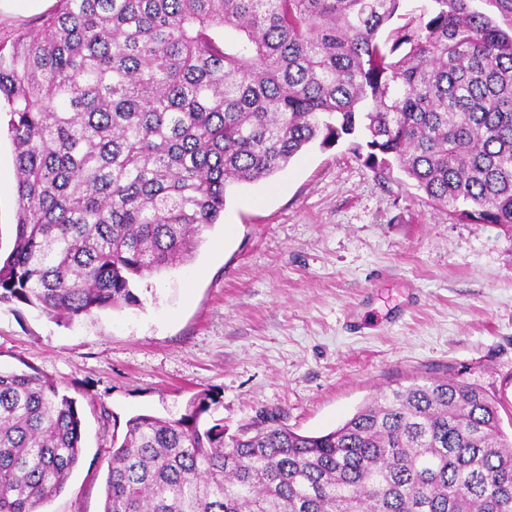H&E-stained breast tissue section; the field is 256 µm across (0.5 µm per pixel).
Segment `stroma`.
Returning <instances> with one entry per match:
<instances>
[{"label":"stroma","mask_w":512,"mask_h":512,"mask_svg":"<svg viewBox=\"0 0 512 512\" xmlns=\"http://www.w3.org/2000/svg\"><path fill=\"white\" fill-rule=\"evenodd\" d=\"M0 132V251L16 222ZM140 303L72 321L0 304V369L74 397L83 449L41 512H102L112 438L195 397L227 433L265 413L332 431L392 389L458 375L500 400L512 433V227L449 215L398 167L313 145L242 185L186 264L137 281Z\"/></svg>","instance_id":"obj_1"}]
</instances>
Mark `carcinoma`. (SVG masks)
I'll return each mask as SVG.
<instances>
[{"label":"carcinoma","instance_id":"obj_1","mask_svg":"<svg viewBox=\"0 0 512 512\" xmlns=\"http://www.w3.org/2000/svg\"><path fill=\"white\" fill-rule=\"evenodd\" d=\"M59 0L0 45L18 211L0 304L72 320L139 302L192 257L227 189L349 142L427 198L512 227V29L474 0ZM139 415L103 512H512L499 402L455 377L393 390L337 429L268 415L227 434ZM75 398L0 370V512H39L77 465Z\"/></svg>","mask_w":512,"mask_h":512}]
</instances>
